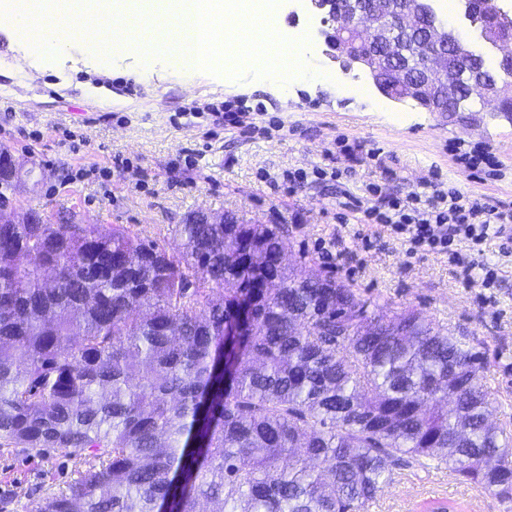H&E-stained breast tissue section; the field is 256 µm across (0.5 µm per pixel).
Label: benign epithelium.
<instances>
[{
    "mask_svg": "<svg viewBox=\"0 0 512 512\" xmlns=\"http://www.w3.org/2000/svg\"><path fill=\"white\" fill-rule=\"evenodd\" d=\"M307 8L322 15L321 30L331 57L346 59L347 69L362 70L377 90L396 101H419L420 86L416 73L409 62L418 52L417 35L423 34L433 46L432 56L424 71L427 86L426 100L434 112H451L449 101L455 91L454 83L446 77V50H457V65L470 90L495 98L502 94L496 85L486 81L482 65L476 64L477 57L467 52L463 41L455 30L445 25L433 14L431 0H408L403 7L389 9L383 13L370 4V0H348L347 11L336 15L331 0H305ZM403 60L393 68L396 90L385 83L384 70L380 60Z\"/></svg>",
    "mask_w": 512,
    "mask_h": 512,
    "instance_id": "benign-epithelium-1",
    "label": "benign epithelium"
}]
</instances>
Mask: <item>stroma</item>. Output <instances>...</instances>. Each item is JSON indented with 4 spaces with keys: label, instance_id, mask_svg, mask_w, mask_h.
<instances>
[{
    "label": "stroma",
    "instance_id": "stroma-1",
    "mask_svg": "<svg viewBox=\"0 0 512 512\" xmlns=\"http://www.w3.org/2000/svg\"><path fill=\"white\" fill-rule=\"evenodd\" d=\"M276 22L313 36L304 50L312 76L284 88L250 73L223 84L202 74L184 85L159 71L143 80L133 58L101 72L78 47L59 67L16 76L11 67L24 55L0 33V149L27 172L12 205L54 224H117L168 248L176 224L198 213L284 227L288 264L310 258L312 272L352 284L389 312L412 309L467 336L484 357L491 420L512 433V254L500 252L499 239L487 243L482 260L500 284L486 288L480 270L467 275L446 254L412 252L339 205L348 193L368 200L373 184L403 198L427 179L512 203V118L481 111L478 98L474 111L450 114L392 101L359 70L342 71L310 12L287 6ZM98 86L114 106H101ZM454 146L488 148L496 162L463 169ZM349 148L365 151L364 162L352 164ZM317 167L332 180L284 178ZM88 467L84 457L0 440V512H33ZM442 499L452 512H512V502L433 467L394 472L365 512H431Z\"/></svg>",
    "mask_w": 512,
    "mask_h": 512
}]
</instances>
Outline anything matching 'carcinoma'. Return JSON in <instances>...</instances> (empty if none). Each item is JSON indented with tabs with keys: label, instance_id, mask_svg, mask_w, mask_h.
Listing matches in <instances>:
<instances>
[{
	"label": "carcinoma",
	"instance_id": "1",
	"mask_svg": "<svg viewBox=\"0 0 512 512\" xmlns=\"http://www.w3.org/2000/svg\"><path fill=\"white\" fill-rule=\"evenodd\" d=\"M28 215L0 224V438L95 461L35 512H360L431 462L512 502L481 353L299 280L282 228L187 222L169 250Z\"/></svg>",
	"mask_w": 512,
	"mask_h": 512
}]
</instances>
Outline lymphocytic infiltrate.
Returning <instances> with one entry per match:
<instances>
[{
  "label": "lymphocytic infiltrate",
  "mask_w": 512,
  "mask_h": 512,
  "mask_svg": "<svg viewBox=\"0 0 512 512\" xmlns=\"http://www.w3.org/2000/svg\"><path fill=\"white\" fill-rule=\"evenodd\" d=\"M348 207L363 208L367 223L380 224L405 236L413 248L448 254L451 262L472 271L468 252L488 239L512 241V208L479 202L456 189L443 190L427 184L424 192L411 194L409 201L391 198L386 210L363 207L351 198Z\"/></svg>",
  "instance_id": "f902f5d3"
}]
</instances>
